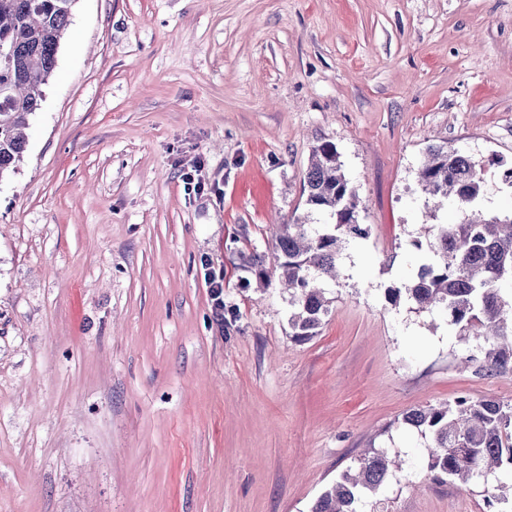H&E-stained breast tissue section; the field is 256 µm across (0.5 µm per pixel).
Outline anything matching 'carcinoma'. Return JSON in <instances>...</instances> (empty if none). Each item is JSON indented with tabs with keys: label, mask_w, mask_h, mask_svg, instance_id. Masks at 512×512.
<instances>
[{
	"label": "carcinoma",
	"mask_w": 512,
	"mask_h": 512,
	"mask_svg": "<svg viewBox=\"0 0 512 512\" xmlns=\"http://www.w3.org/2000/svg\"><path fill=\"white\" fill-rule=\"evenodd\" d=\"M74 2L0 0V179L23 159L24 130L54 73ZM419 178L425 193L453 197L464 219L433 225L427 241L433 259L421 265L417 278L388 294L394 301L405 296L421 309H446L460 334L483 340L480 355L469 361L485 373L512 374V295L504 296L501 288L512 280V215L483 212L487 182L456 149L429 147ZM304 192L306 204L331 222L282 224L276 236V270L293 290L296 311L289 326L296 340L311 339L323 326L329 299L316 282L336 278L343 239L366 233L334 144L313 150ZM405 423L431 436L427 468L436 479L467 480L512 468V403L460 396L445 407L412 410ZM389 476L384 455H366L316 499L311 512H358L362 493L376 491Z\"/></svg>",
	"instance_id": "carcinoma-1"
}]
</instances>
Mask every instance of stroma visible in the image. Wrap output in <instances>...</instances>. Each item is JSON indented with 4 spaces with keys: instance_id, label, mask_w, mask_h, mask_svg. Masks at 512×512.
<instances>
[{
    "instance_id": "35a3bbf8",
    "label": "stroma",
    "mask_w": 512,
    "mask_h": 512,
    "mask_svg": "<svg viewBox=\"0 0 512 512\" xmlns=\"http://www.w3.org/2000/svg\"><path fill=\"white\" fill-rule=\"evenodd\" d=\"M27 136L0 179V512H310L370 449L405 466L363 512H486L493 481L433 479L404 417L512 402V375L388 290L462 219L420 190L429 146L512 212V0H76ZM325 142L368 234L298 342L276 235L324 223Z\"/></svg>"
}]
</instances>
